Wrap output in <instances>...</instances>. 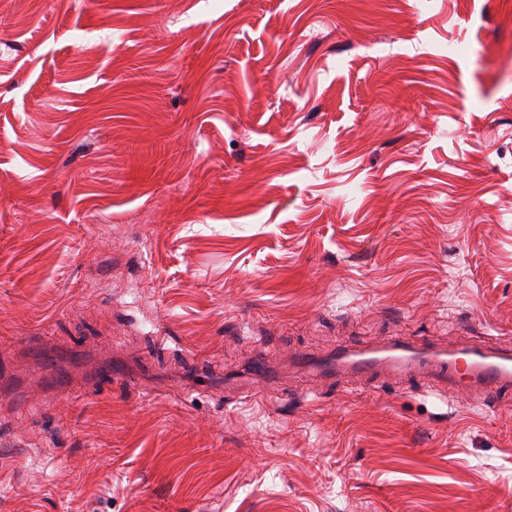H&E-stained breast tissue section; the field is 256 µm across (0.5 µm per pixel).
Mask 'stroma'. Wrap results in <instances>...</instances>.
I'll return each mask as SVG.
<instances>
[{"mask_svg": "<svg viewBox=\"0 0 512 512\" xmlns=\"http://www.w3.org/2000/svg\"><path fill=\"white\" fill-rule=\"evenodd\" d=\"M391 334L512 340V0H0V512H512V401L289 365Z\"/></svg>", "mask_w": 512, "mask_h": 512, "instance_id": "obj_1", "label": "stroma"}]
</instances>
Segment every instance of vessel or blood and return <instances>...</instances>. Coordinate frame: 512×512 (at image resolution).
Segmentation results:
<instances>
[{"label": "vessel or blood", "mask_w": 512, "mask_h": 512, "mask_svg": "<svg viewBox=\"0 0 512 512\" xmlns=\"http://www.w3.org/2000/svg\"><path fill=\"white\" fill-rule=\"evenodd\" d=\"M297 365L325 376L370 375L400 377L426 375L465 395L485 402L512 393V344H462L453 347L393 336L369 347H338L320 361L300 357Z\"/></svg>", "instance_id": "vessel-or-blood-1"}]
</instances>
